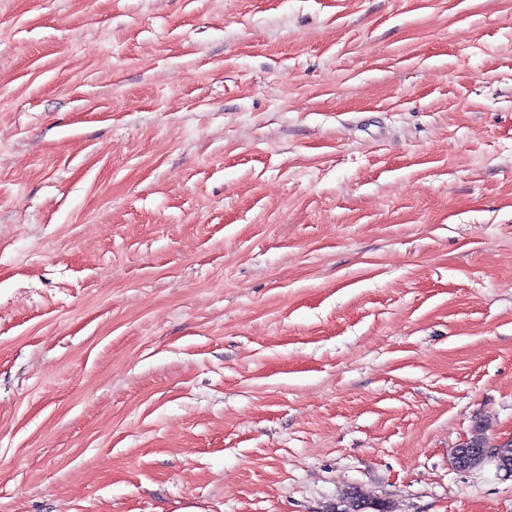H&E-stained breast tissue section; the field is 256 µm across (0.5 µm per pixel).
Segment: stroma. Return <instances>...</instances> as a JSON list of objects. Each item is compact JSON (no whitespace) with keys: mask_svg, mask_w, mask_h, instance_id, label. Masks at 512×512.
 <instances>
[{"mask_svg":"<svg viewBox=\"0 0 512 512\" xmlns=\"http://www.w3.org/2000/svg\"><path fill=\"white\" fill-rule=\"evenodd\" d=\"M512 0H0V512H512ZM461 450L455 452L452 465L459 470L472 469L477 462L493 460L499 471H504L506 475H512V458L502 448L512 447V436L498 437L485 443L482 438H465L460 445ZM466 448H476L477 453H467ZM340 502L344 504L339 507L338 512H389L384 503L369 500L358 491L346 493L338 503ZM369 509L372 511H368Z\"/></svg>","mask_w":512,"mask_h":512,"instance_id":"obj_1","label":"stroma"}]
</instances>
